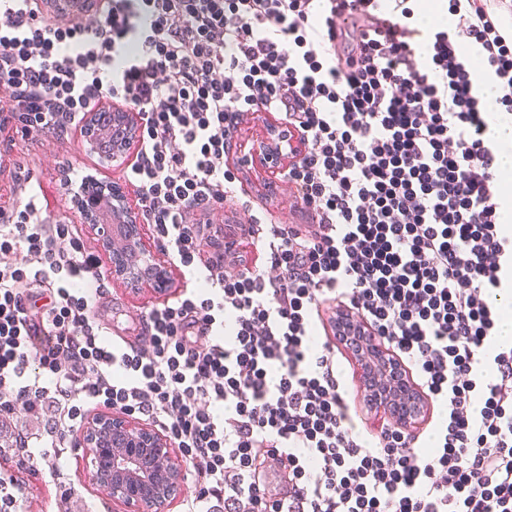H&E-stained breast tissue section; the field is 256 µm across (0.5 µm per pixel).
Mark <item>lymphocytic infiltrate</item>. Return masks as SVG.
I'll return each mask as SVG.
<instances>
[{"mask_svg":"<svg viewBox=\"0 0 512 512\" xmlns=\"http://www.w3.org/2000/svg\"><path fill=\"white\" fill-rule=\"evenodd\" d=\"M43 2L0 0L17 135L67 137L106 99L138 112L126 178L184 281L141 311L143 342L111 340L74 218L20 200L0 224V415L62 405L54 451L92 408L144 417L201 483L185 512H512V346L492 340L512 237L455 33L412 26L407 0H99L85 23ZM448 2L511 113L512 36L481 0ZM258 112L304 145L278 177L309 221L240 225L253 266L204 217L232 200V140ZM338 307L445 421L365 432L319 330Z\"/></svg>","mask_w":512,"mask_h":512,"instance_id":"f902f5d3","label":"lymphocytic infiltrate"}]
</instances>
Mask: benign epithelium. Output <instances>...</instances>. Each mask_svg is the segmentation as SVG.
<instances>
[{"label": "benign epithelium", "mask_w": 512, "mask_h": 512, "mask_svg": "<svg viewBox=\"0 0 512 512\" xmlns=\"http://www.w3.org/2000/svg\"><path fill=\"white\" fill-rule=\"evenodd\" d=\"M259 132L238 145L254 156L262 170L286 162L298 154L297 137L284 132L264 114L256 120ZM141 130L138 113L118 107L106 115L90 112L79 134L89 152L103 163L133 161ZM95 185L92 194L73 192V207L82 214L94 232L100 251L107 260L112 281L135 291L148 290L165 296L174 286L173 266L164 252L150 241L148 228L141 223L137 199L131 190L109 179H85ZM372 384L386 397L396 422L416 426L423 413L389 353H379L369 363ZM84 456L91 459L90 484L106 491L118 512H170L182 494L187 471L170 439L152 425L110 408L85 417L77 439Z\"/></svg>", "instance_id": "7a95c632"}]
</instances>
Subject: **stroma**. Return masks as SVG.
<instances>
[{
	"instance_id": "obj_1",
	"label": "stroma",
	"mask_w": 512,
	"mask_h": 512,
	"mask_svg": "<svg viewBox=\"0 0 512 512\" xmlns=\"http://www.w3.org/2000/svg\"><path fill=\"white\" fill-rule=\"evenodd\" d=\"M11 139L17 145L6 161L0 162V195L14 198L23 194V186L15 181L14 173L16 167H24L37 178L43 205L51 217H59L70 207L69 189L62 181L63 165L70 163L83 173L96 172L115 181L124 178V167L100 164L98 156L88 151L78 134L64 140L42 135L20 141L14 128L0 132V142ZM159 302V297L151 292L135 293L113 283L100 300L97 312L117 320L119 327L112 332L114 338L138 343L142 340L139 310ZM57 420V411L52 407L36 417L19 412L0 415V472L15 479L20 512H113L111 497L91 486L86 478L90 464L77 446L76 434L67 436L58 464L41 459V450ZM20 434L26 437L27 447H15L14 440Z\"/></svg>"
}]
</instances>
